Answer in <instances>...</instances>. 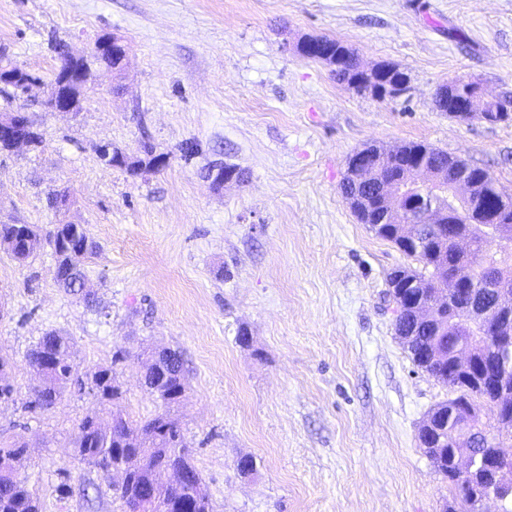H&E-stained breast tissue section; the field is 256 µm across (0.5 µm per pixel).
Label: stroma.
Segmentation results:
<instances>
[{"mask_svg":"<svg viewBox=\"0 0 512 512\" xmlns=\"http://www.w3.org/2000/svg\"><path fill=\"white\" fill-rule=\"evenodd\" d=\"M105 36L126 47L122 75L91 60ZM311 36L342 41L364 68L398 66L409 92L349 90L298 53ZM59 43L90 61L74 114L44 105ZM0 49L37 78L0 93V113H26L43 136L0 153V222L46 234L69 221L98 246L88 303L55 281L52 244L22 264L0 245L13 388L0 444L26 443L21 472L44 512H125L73 448L81 420L107 412L88 388L99 367L115 370L127 418L157 413L140 378L161 348L182 357L188 387L171 415L213 512H442L450 486L418 430L452 392L413 365L386 295L387 272L415 260L357 220L340 183L354 152L413 140L512 196V120L463 122L434 104L456 74L486 99L512 96V0H0ZM147 143L169 163L137 176L96 152L137 158ZM216 161L243 182L215 186ZM64 187L60 213L47 196ZM54 330L80 382L32 411L27 354ZM244 455L254 474L238 471Z\"/></svg>","mask_w":512,"mask_h":512,"instance_id":"obj_1","label":"stroma"}]
</instances>
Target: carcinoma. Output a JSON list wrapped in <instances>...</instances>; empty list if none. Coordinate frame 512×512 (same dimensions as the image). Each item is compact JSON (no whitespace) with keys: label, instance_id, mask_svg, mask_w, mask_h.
I'll return each mask as SVG.
<instances>
[{"label":"carcinoma","instance_id":"carcinoma-1","mask_svg":"<svg viewBox=\"0 0 512 512\" xmlns=\"http://www.w3.org/2000/svg\"><path fill=\"white\" fill-rule=\"evenodd\" d=\"M100 42L108 44L102 52L94 53L96 61L105 64L115 72L124 69L125 54L118 39L104 37ZM339 47L346 57L339 69L332 70L333 76L341 84L357 92L369 90L379 98L384 97V84L377 77L356 80L358 58L353 50L335 38H324V47ZM83 69H88L87 60H74L61 56V65L50 86H65V83ZM0 78L3 85L18 89L19 83L34 80L24 69L15 65L0 64ZM381 160L379 168L373 173L371 181L377 185H390L397 181L411 179L410 168L425 166L431 177H440L444 181H454L458 174L469 171L468 178H484L487 182H496L495 177L486 169L473 167L448 153L432 147L422 141H409L396 149H385L371 145L364 148ZM144 157L134 160L124 169L136 175L150 168L158 154L151 146L143 147ZM345 200L362 224L373 225L376 236L394 245H400L397 235L396 209L404 201L392 197H375L365 190V185L356 184L351 174L343 178ZM489 206L500 210L502 222L512 227V197L506 200L492 192ZM456 224L450 228L446 224H432L430 231L421 235L420 246L415 249L413 258L421 264V269L396 267L387 275L388 294L392 300L405 305V314L395 320V333L409 352L414 364L443 385L455 382L452 377L450 360L452 345L448 337L454 336L473 355V372L488 378L486 387L475 393L464 383L457 385L460 397L468 399L477 407L489 408L497 397L493 367L503 363L512 368V346L503 344L482 335L480 324L470 317V307H490L493 296L481 289L470 294L452 285L449 279L440 276L438 269L449 268L456 260V245L448 236L468 235L471 237L475 258L474 276L483 279L497 273L507 279L512 286V245L504 246L495 241V237L482 231L481 227L468 222ZM9 243L8 250L18 261L27 259L42 244V237L31 224H0V242ZM51 242L61 244L54 248L57 257L55 278L68 293L88 299L83 293V265L95 252V243L81 224L64 223L56 225ZM431 280L444 293L443 300L433 310L432 319L419 320L412 308L406 306L408 289L406 282L410 278ZM459 318L452 330H446L448 311ZM441 353L438 360L427 357L428 351ZM166 363L159 357L153 360L145 373L149 388L147 392L160 401L165 412L141 422H132L122 413L110 411V419L101 421L96 414L86 416L79 425V438L74 456L79 462L101 470L112 477V465L121 462L125 465L126 477L112 484L114 494L128 506L137 498H142V512H171L170 506L182 502L194 506L196 512H213L209 497L201 488V479L188 476L192 467L191 453L184 442L178 422L170 416L171 409L180 404L186 391V378L182 366L177 370L168 367L157 371V367ZM28 364L37 378L29 408L47 410L61 399L67 386L73 381L74 364L71 355V342L68 337L56 332L45 333L28 354ZM90 390L102 404H114L122 392L116 381V373L111 367H100L94 372ZM441 441L432 448L425 449L435 471L448 479V449L455 446L461 429L456 423L446 420L440 424ZM27 453V446L15 442L8 447H0V512H42V504L26 480L20 476L17 463ZM169 473V479L159 481L156 475ZM453 499L467 506L466 512H478L477 500L472 492L482 494L486 487L475 483L474 487L451 484Z\"/></svg>","mask_w":512,"mask_h":512}]
</instances>
